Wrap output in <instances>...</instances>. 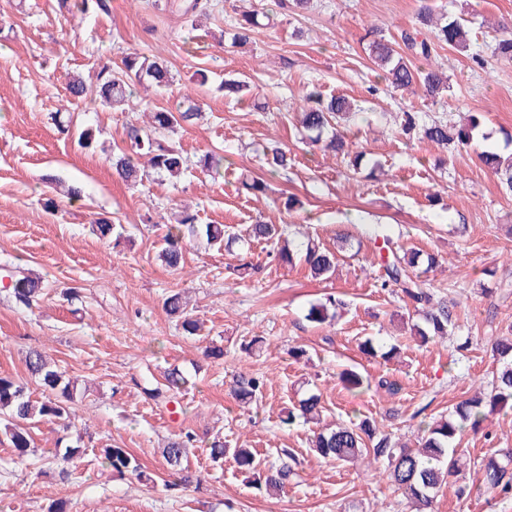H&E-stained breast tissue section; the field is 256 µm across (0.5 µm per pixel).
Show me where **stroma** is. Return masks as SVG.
Instances as JSON below:
<instances>
[{
    "label": "stroma",
    "mask_w": 512,
    "mask_h": 512,
    "mask_svg": "<svg viewBox=\"0 0 512 512\" xmlns=\"http://www.w3.org/2000/svg\"><path fill=\"white\" fill-rule=\"evenodd\" d=\"M212 2L210 14L191 22L157 10L154 0H112L110 13L90 19L60 14L57 0H0V261L22 265L47 285L31 310L0 290V376L40 397L25 365L36 348L77 386L75 420L32 423L34 450L26 458L15 459L0 433V512H48L61 498L70 512H411L372 458L331 464L311 454L318 424L368 417L413 446L421 423L487 388L501 367L492 347L512 334V195L473 146L442 149L405 136L400 122L406 112L456 126L476 115L491 144L504 146L512 133V59L494 47L499 26L512 24V0H434L437 13L464 18L470 31L468 51L433 52V68L448 78L447 92L435 97L387 87L365 52L373 27L432 38L417 20L420 0H313L299 14L277 9L274 0ZM251 7L272 10L273 22L250 43L232 44V22ZM133 50L168 61L167 93L142 90L137 102L114 109L69 97L68 76L95 83L103 67ZM199 69L208 74L206 85L190 80ZM232 78L250 85L242 100L217 90ZM312 81L324 95L354 99L359 114L344 131L378 162L373 175L353 172L349 157L304 140L299 96ZM186 97L201 117L169 139L192 169L176 180L152 174L134 188L115 179L110 159L125 128L145 127L153 109L176 108ZM58 115L96 129V149L79 150L60 135ZM272 140L291 151L293 167L268 177L267 194L239 193L238 178L261 173L259 155ZM211 151L224 155L218 181L197 165ZM71 184L82 187L81 199L66 196ZM48 195L55 211L41 204ZM290 196L301 208L285 209ZM184 204L202 224H277L330 247L349 231L356 241L323 281L304 267L277 264L272 246L257 242L227 252L188 240L184 267L173 272L157 252ZM98 213L123 225L120 243L93 233ZM371 224L398 244L436 255L438 267L420 278L456 304L459 327L447 339L424 344L410 336L415 311L398 288L382 287L376 244L365 232ZM244 261L262 267L258 280L234 275ZM73 285L82 292L71 303L62 291ZM172 289L186 292L202 337L185 335L166 314L163 298ZM330 294L346 306L334 325L314 326L307 309ZM255 335L266 346L246 355L240 344ZM368 338L396 346V355L365 357L359 345ZM210 341L223 346V358L204 357ZM464 342L468 350L458 352ZM293 346L306 348L307 358L290 357ZM173 367L189 376L188 389L168 404L147 399L145 381H162ZM347 368L397 380L401 390L349 394L337 380ZM244 373L266 378L248 406L230 393ZM310 393L322 398L321 423L283 424L284 411ZM187 432L196 441L186 465L200 483L176 489L160 450ZM217 436L269 460L289 449L296 479L273 496L248 488L232 459L211 462L208 446ZM63 437L80 441L79 459L56 457ZM107 445L133 453L147 479L114 478L102 458ZM500 448H512V411L490 414L480 431L462 435L458 450L467 467L458 484L437 494L434 512H512V497L488 489L478 472L480 459Z\"/></svg>",
    "instance_id": "35a3bbf8"
}]
</instances>
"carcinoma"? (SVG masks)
<instances>
[{
    "label": "carcinoma",
    "instance_id": "cac0c4a2",
    "mask_svg": "<svg viewBox=\"0 0 512 512\" xmlns=\"http://www.w3.org/2000/svg\"><path fill=\"white\" fill-rule=\"evenodd\" d=\"M58 5L63 14L80 13L96 17L109 13L111 0H58ZM155 5L183 16L193 15L203 9L200 0H163L161 3L157 0ZM259 15L260 11L253 10L235 20L232 43L246 44L253 39L255 29L260 26ZM418 19L421 24L434 27L435 38L439 44L458 50L469 46L468 31L463 23L457 19L437 21L429 0H422ZM369 36V56L381 69L382 80L389 86L402 90L420 86L429 96L439 94L443 85L442 74L433 68L415 65L418 59L427 61L431 58L433 43L408 32L401 33L400 38L396 39L388 38L373 29ZM172 82L173 77L165 60L130 51L122 55L117 68L106 66L100 70L95 87H88L80 77L73 75L68 78L66 89L74 99L91 96L100 105L112 107L130 101L137 85L161 95L169 89ZM302 102V133L306 142L337 154L349 153L352 143L346 139L340 127L342 121L353 113L352 102L344 96L326 99L321 87L313 83L307 85ZM199 116L200 107L193 102L173 111H154L151 128H128L125 146L112 156V169L122 181L132 186L143 181V176L151 171L169 178L180 177L189 168V158L168 141L164 133L191 125ZM480 126V120L472 117L468 124L450 130L447 122L433 120L427 123L417 112L403 113L401 122L403 133L410 135L418 131L421 139L437 146L454 142L469 145L478 138ZM263 156L267 172L271 175L286 172L291 167L288 151L277 144L265 147ZM477 158L498 178L501 187L512 192V153L505 155L487 146L477 153ZM199 167L210 176L217 175L222 178L224 155L207 153L200 158ZM241 186L247 193L255 196L268 190L264 179L247 175L242 177ZM93 224L96 234L103 240L113 237L118 242L123 237V233L117 231V225L106 218H99ZM247 235L254 241H272L278 244L274 256L280 264L293 267L300 263L313 278H328L336 269V252L308 235L287 238L278 225L263 223L249 225ZM374 236L382 240L378 246L382 268L381 287L400 288L403 297L421 316L422 324L412 325L411 334L426 344L455 330L457 319L454 305L448 304L443 297H437L430 289L422 287L418 280L417 269L420 264H426L428 269L433 268L437 264L435 256H425L421 251L412 248L406 249L377 231ZM188 237L204 238L208 244L222 246L227 250L240 240L238 235L226 230L222 224L197 223V215L186 208L178 215L176 224L167 226L162 237V246L157 255L162 265L172 271L182 266L185 239ZM0 276L10 279L7 292L20 307L32 308L43 295L44 285L41 278L8 260L0 264ZM344 306L345 301L341 297L330 294L325 300L310 305L306 319L317 326L330 325L336 319L337 310ZM163 307L169 317L176 319L185 334L193 336L198 333V320L188 309L181 291H170L164 298ZM494 351L503 359V367L493 377L490 391L483 397L458 403L452 411L453 419L436 421L426 426L417 448L401 446L392 436L377 433L374 421L364 418L358 422L320 429L310 439V451L329 462L348 463L363 454L372 456L376 462H385L386 479L394 491L400 493L415 512H431L440 488L458 476V436L467 429L475 431L480 428L485 417L484 407H489L491 412L512 409V337L497 341ZM25 363L31 377L46 392L43 399H31L23 384L10 377H0V414L6 417L5 434L11 448L20 458L30 452L29 426L40 420L71 419L75 398L74 385L65 380L63 373L50 364L41 351L30 350ZM339 379L344 389L349 392H363L372 387L368 377L352 369L341 371ZM188 384L183 372L174 367L166 373L164 382L145 386L143 392L153 401L169 403ZM264 386V378L258 374L240 375L231 386V394L240 404L249 405L257 400ZM322 409L320 396L310 394L288 410L284 422L291 425L298 418L306 422L317 420ZM191 440L190 434L176 438L161 451L166 464L179 474V485L185 488L193 483L192 475L183 467ZM228 452L232 453L236 467L245 475L248 485L259 492L279 491L294 475L288 462L264 464L252 448L230 450L220 440H215L210 445V457L215 461L224 459ZM103 458L115 477H123L131 472L146 481L150 480V476L141 470L139 461L125 448H105ZM480 471L486 486L498 489L504 494L511 493L512 448H501L482 459Z\"/></svg>",
    "mask_w": 512,
    "mask_h": 512
}]
</instances>
